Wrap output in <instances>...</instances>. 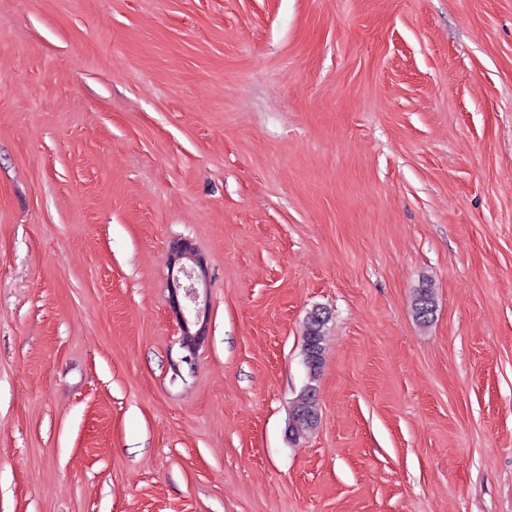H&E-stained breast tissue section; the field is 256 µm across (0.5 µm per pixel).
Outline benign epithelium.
<instances>
[{
	"label": "benign epithelium",
	"mask_w": 512,
	"mask_h": 512,
	"mask_svg": "<svg viewBox=\"0 0 512 512\" xmlns=\"http://www.w3.org/2000/svg\"><path fill=\"white\" fill-rule=\"evenodd\" d=\"M167 265L170 271L169 307L175 315L179 330V343L187 355L188 363L203 344L210 317L206 292V264L188 240H176L169 247Z\"/></svg>",
	"instance_id": "benign-epithelium-1"
}]
</instances>
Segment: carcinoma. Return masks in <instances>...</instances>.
Segmentation results:
<instances>
[{
    "label": "carcinoma",
    "mask_w": 512,
    "mask_h": 512,
    "mask_svg": "<svg viewBox=\"0 0 512 512\" xmlns=\"http://www.w3.org/2000/svg\"><path fill=\"white\" fill-rule=\"evenodd\" d=\"M413 311L417 320L426 322L434 311L432 292L425 288L418 292ZM329 321L328 313L319 309L308 314L305 321L304 334V363L308 370L310 383L305 386L298 396L292 411H304L307 417L299 418L292 426V433L299 434L313 429L317 425L318 410L316 400L310 393L316 391L312 382L316 380L323 364V340L326 324Z\"/></svg>",
    "instance_id": "cac0c4a2"
}]
</instances>
